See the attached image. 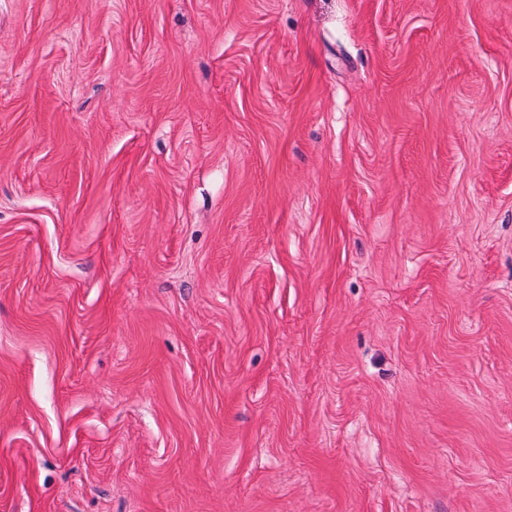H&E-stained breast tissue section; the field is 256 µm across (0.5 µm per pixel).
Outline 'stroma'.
<instances>
[{"label": "stroma", "mask_w": 512, "mask_h": 512, "mask_svg": "<svg viewBox=\"0 0 512 512\" xmlns=\"http://www.w3.org/2000/svg\"><path fill=\"white\" fill-rule=\"evenodd\" d=\"M0 512H512V0H0Z\"/></svg>", "instance_id": "obj_1"}]
</instances>
